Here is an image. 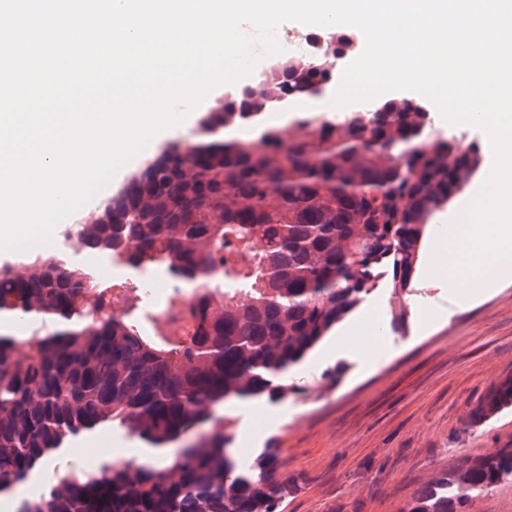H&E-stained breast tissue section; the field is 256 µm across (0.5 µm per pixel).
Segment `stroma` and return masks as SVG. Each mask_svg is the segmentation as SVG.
I'll list each match as a JSON object with an SVG mask.
<instances>
[{"label": "stroma", "mask_w": 512, "mask_h": 512, "mask_svg": "<svg viewBox=\"0 0 512 512\" xmlns=\"http://www.w3.org/2000/svg\"><path fill=\"white\" fill-rule=\"evenodd\" d=\"M447 295L444 281L420 271L400 293L384 278L356 309L362 322L342 356L296 375L288 399L261 402L250 434L235 431L242 461L279 449L281 471L295 481L285 512H403L461 457L512 447V407L464 424L494 385L512 378V275L477 299L460 286L453 308ZM136 445L105 428L74 440L50 472L130 461Z\"/></svg>", "instance_id": "obj_1"}]
</instances>
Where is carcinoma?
I'll return each mask as SVG.
<instances>
[{"label":"carcinoma","mask_w":512,"mask_h":512,"mask_svg":"<svg viewBox=\"0 0 512 512\" xmlns=\"http://www.w3.org/2000/svg\"><path fill=\"white\" fill-rule=\"evenodd\" d=\"M348 49L331 26L306 53L272 60L258 89L231 86L191 144L150 158L77 225L78 251L93 263L27 252L0 267V324L12 325L0 332V495L100 428L151 448L180 445L163 465L70 469L16 499L14 512H285L293 485L279 473V449L239 462L218 407L287 399L297 390L288 369L387 272L393 287L409 288L431 215L483 164L477 144L436 133L410 98L257 125L276 105L335 84ZM242 127L251 135L222 138ZM98 263L189 284L191 329L159 336L138 304L112 308ZM511 406L503 381L467 425ZM511 481L512 448L464 456L404 512H464Z\"/></svg>","instance_id":"carcinoma-1"}]
</instances>
